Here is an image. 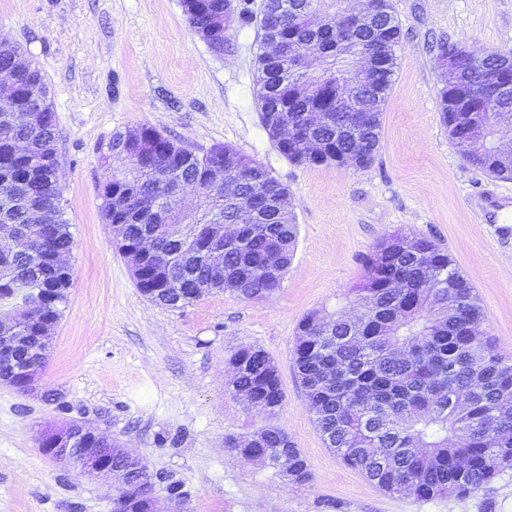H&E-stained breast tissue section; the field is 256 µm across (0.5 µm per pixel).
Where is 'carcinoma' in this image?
<instances>
[{
	"label": "carcinoma",
	"mask_w": 512,
	"mask_h": 512,
	"mask_svg": "<svg viewBox=\"0 0 512 512\" xmlns=\"http://www.w3.org/2000/svg\"><path fill=\"white\" fill-rule=\"evenodd\" d=\"M225 0H182L193 30L221 56L228 47L231 21ZM278 0L237 4L236 21L257 22L261 52L256 58L257 107L267 135L270 122L283 114L306 139L279 153L299 166H330L336 155H360V167L374 160L381 142V115L394 82L402 32L391 0H381L375 23L340 29L315 17L336 11V0H288V18H272ZM306 42L312 54L300 62L288 58L292 45ZM359 50L374 54L375 76L359 91L366 115L336 109V67ZM22 68L14 106L0 112V224H14L18 247L0 254V322L9 321L17 303L36 299L42 288H59L43 296L41 308L62 316L72 274H61L54 256L71 253L70 224L64 218L57 179L56 119L40 70L21 50L0 42V68ZM486 72L512 71V51L486 60ZM485 72L472 68L441 71L438 98L441 119L449 125L452 100L464 89L482 84ZM321 79L323 93L305 97L307 81ZM490 136L512 126V99L495 101ZM324 114L312 127L309 116ZM137 144L124 132L112 134V153L102 156L109 182L101 185L102 212L107 224L121 225L118 249L143 234L161 245L160 261L135 278L140 292L169 308L199 299L195 288L211 281V251L224 254V276L213 282L217 291L245 299H269L281 283L270 279L267 256L280 255L283 269L291 263L297 238L293 212L274 200L288 195L265 165L228 145L210 149L224 157V175L250 172L244 183L212 189L204 156L178 145L153 127L142 128ZM28 143L29 156L13 155L14 142ZM472 167L491 176H512V155H476L456 145ZM172 180L205 189V200L220 203L224 223L237 224L240 237L231 242L209 234L212 211L201 205L187 215L176 200L165 215L151 213V203L166 194ZM138 204L112 209L109 191ZM255 196L258 209L241 213L232 198ZM183 225L184 245L170 228ZM383 240L366 260L363 283L352 290L356 320L342 314L325 320L315 314L299 324L294 366L306 390L316 427L324 443L348 467L389 494L409 493L420 499L440 495L466 496L512 469V355L504 353L481 330L482 308L474 287L450 255L434 240L400 229ZM237 371L226 391L247 408L275 414L284 399L279 369L261 348L245 346L229 359ZM250 440H227L232 454H257L277 475L304 484L311 473L306 458L288 433L271 425L260 431L258 447ZM288 472H283V457Z\"/></svg>",
	"instance_id": "cac0c4a2"
}]
</instances>
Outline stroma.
Instances as JSON below:
<instances>
[{
    "mask_svg": "<svg viewBox=\"0 0 512 512\" xmlns=\"http://www.w3.org/2000/svg\"><path fill=\"white\" fill-rule=\"evenodd\" d=\"M403 39L371 166L303 167L266 135L256 106L255 25H233L215 55L190 28L181 0H0V35L42 72L56 116L57 177L74 249L72 284L44 390L67 410L0 385V512H111L114 489L54 463L39 446L58 422L93 426L182 481L167 512H512V469L479 491L417 499L388 494L326 447L294 370L307 315L351 312L348 291L388 234L404 228L446 249L474 287L482 329L512 353V178L469 165L440 117L435 46L512 50V0H392ZM150 126L191 151L220 144L261 161L288 188L297 247L279 292L244 300L209 293L179 309L148 300L104 223L101 154L118 130ZM276 362L285 399L274 416L225 390L240 347ZM285 429L311 479L290 485L246 464L225 442Z\"/></svg>",
    "mask_w": 512,
    "mask_h": 512,
    "instance_id": "35a3bbf8",
    "label": "stroma"
}]
</instances>
